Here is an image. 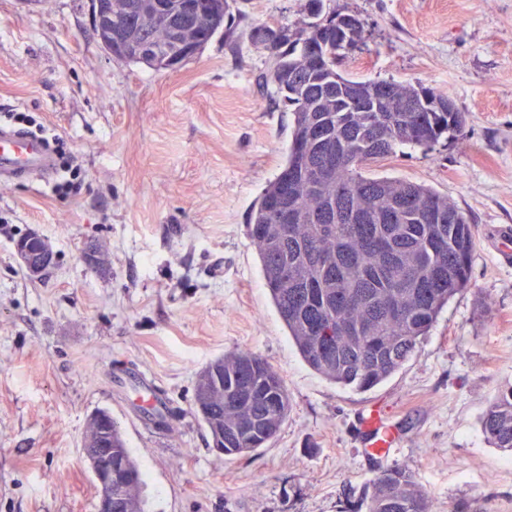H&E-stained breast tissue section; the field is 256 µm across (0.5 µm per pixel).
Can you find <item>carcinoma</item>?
<instances>
[{
  "label": "carcinoma",
  "instance_id": "1",
  "mask_svg": "<svg viewBox=\"0 0 512 512\" xmlns=\"http://www.w3.org/2000/svg\"><path fill=\"white\" fill-rule=\"evenodd\" d=\"M112 16L131 38L155 49L149 68L168 69L169 27L145 19L152 0H108ZM312 21L276 53L255 34V46L271 52L264 85L292 112L284 165L263 188L250 215L248 236L257 253L269 297L302 360L330 382L367 392L398 372L429 335L442 312L469 286L474 225L448 196L424 184L373 177L365 168L400 147L430 148L459 132L461 112H439L443 94L420 83L355 80L337 69L363 26L348 31L338 15H323V0H307ZM203 35L213 38L227 0H207ZM309 42L318 61L290 77L289 53ZM364 98L361 112H345L346 93ZM334 167L323 172L327 154ZM293 190L287 203L300 216L280 224L270 202ZM220 400L199 404L203 383ZM288 390L263 356L236 350L196 372L193 410L211 437L224 434L220 454L248 459L280 432L290 411ZM495 448L512 452V385L500 390L479 420ZM112 465L128 475L117 512H145L143 480L123 434L112 423ZM363 500L366 512H429L427 491L405 467L383 468Z\"/></svg>",
  "mask_w": 512,
  "mask_h": 512
}]
</instances>
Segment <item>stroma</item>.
<instances>
[{"mask_svg": "<svg viewBox=\"0 0 512 512\" xmlns=\"http://www.w3.org/2000/svg\"><path fill=\"white\" fill-rule=\"evenodd\" d=\"M364 22L339 60L357 79L422 83L466 123L431 149L407 148L372 173L447 195L475 228L471 285L385 383L337 386L297 354L263 285L246 225L280 170L292 115L259 78L256 26L296 28L306 0H229L198 58L155 71L106 52L89 0H0V125L25 108L81 169L0 180V512H96L83 453L88 420L119 423L146 482V512H360L380 466L409 468L430 512H512V453L479 417L512 385V0H324ZM48 239L39 280L14 244ZM103 254L88 263L90 247ZM250 350L281 374L291 411L248 460L210 446L192 411L196 371ZM168 425H154L147 395ZM396 434L388 457L363 451V413Z\"/></svg>", "mask_w": 512, "mask_h": 512, "instance_id": "stroma-1", "label": "stroma"}]
</instances>
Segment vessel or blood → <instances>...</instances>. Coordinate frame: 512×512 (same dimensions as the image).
<instances>
[{
  "mask_svg": "<svg viewBox=\"0 0 512 512\" xmlns=\"http://www.w3.org/2000/svg\"><path fill=\"white\" fill-rule=\"evenodd\" d=\"M54 156L37 138L14 129L0 127V178L22 177L30 174L51 175ZM363 426L368 439L365 448L370 455L383 457L390 453L393 438L390 427L378 411H371Z\"/></svg>",
  "mask_w": 512,
  "mask_h": 512,
  "instance_id": "vessel-or-blood-1",
  "label": "vessel or blood"
}]
</instances>
